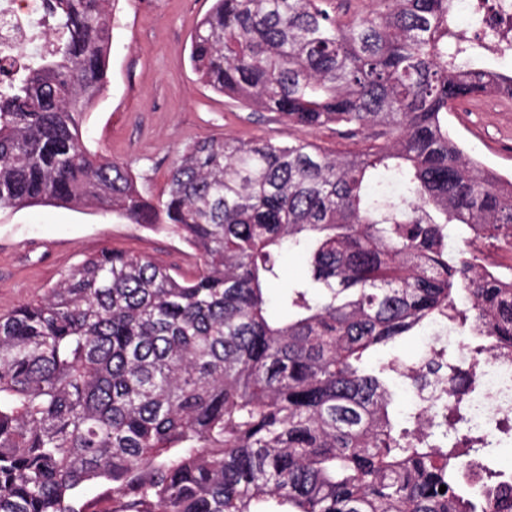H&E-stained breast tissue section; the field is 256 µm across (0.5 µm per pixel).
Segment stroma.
I'll use <instances>...</instances> for the list:
<instances>
[{
  "label": "stroma",
  "instance_id": "35a3bbf8",
  "mask_svg": "<svg viewBox=\"0 0 512 512\" xmlns=\"http://www.w3.org/2000/svg\"><path fill=\"white\" fill-rule=\"evenodd\" d=\"M211 0H117L108 83L83 116L82 141L161 196L187 146L205 139L303 138L330 151L357 149L335 127L302 129L214 92L194 72L191 37ZM448 128L482 168L512 176V101L484 96L449 113ZM146 256L184 275L190 248L165 224H133L93 207L0 208V315L43 298L102 248Z\"/></svg>",
  "mask_w": 512,
  "mask_h": 512
}]
</instances>
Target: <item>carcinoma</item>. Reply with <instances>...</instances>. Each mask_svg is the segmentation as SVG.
<instances>
[{"label": "carcinoma", "mask_w": 512, "mask_h": 512, "mask_svg": "<svg viewBox=\"0 0 512 512\" xmlns=\"http://www.w3.org/2000/svg\"><path fill=\"white\" fill-rule=\"evenodd\" d=\"M114 3L48 0L57 49L0 94V207L169 224L200 265L104 248L0 315V512H97L95 486L111 512H512L505 473L484 492L463 464L484 443L479 355L512 349V288L447 242L464 226L512 248V180L448 133L459 102L512 100V69L477 63L451 0H212L191 42L203 83L368 145L200 141L155 199L79 138ZM285 250L308 275L281 319L265 291ZM444 313L489 345L448 362L457 436L432 443L396 430L390 369L365 360Z\"/></svg>", "instance_id": "1"}]
</instances>
